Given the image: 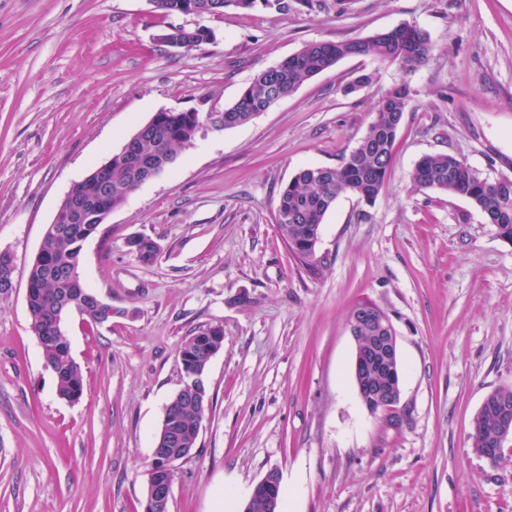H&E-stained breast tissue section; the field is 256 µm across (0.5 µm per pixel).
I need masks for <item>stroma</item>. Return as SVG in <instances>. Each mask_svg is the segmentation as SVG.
Listing matches in <instances>:
<instances>
[{
    "mask_svg": "<svg viewBox=\"0 0 512 512\" xmlns=\"http://www.w3.org/2000/svg\"><path fill=\"white\" fill-rule=\"evenodd\" d=\"M212 29L171 48L167 24ZM409 23L432 60L404 70L349 57L248 123L206 122L160 177L86 240L80 272L111 326L65 325L86 380L60 399L26 305L27 271L73 184L162 109L223 111L260 69L313 41ZM372 85L350 89L360 74ZM414 91L375 204L336 200L316 273L276 227L281 188L336 167L375 119L381 93ZM449 153L512 178V0H293L216 16H159L151 0H0V512H142L178 351L219 324L212 404L178 469L170 512H240L270 469L281 512H512V437L493 465L472 449L485 398L512 385V243L465 197L414 189L424 155ZM159 246L153 264L129 247ZM388 313L402 364L400 427L354 384L349 317Z\"/></svg>",
    "mask_w": 512,
    "mask_h": 512,
    "instance_id": "stroma-1",
    "label": "stroma"
}]
</instances>
